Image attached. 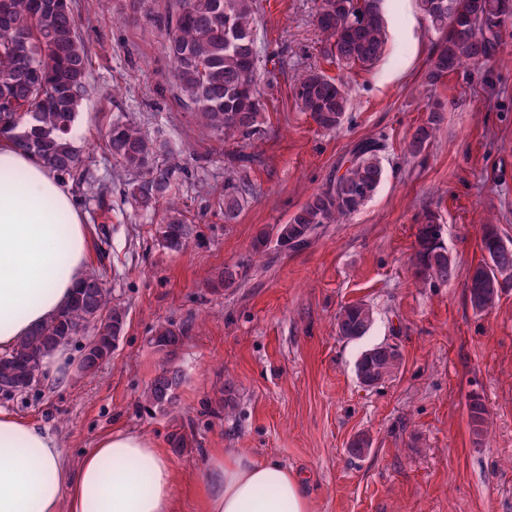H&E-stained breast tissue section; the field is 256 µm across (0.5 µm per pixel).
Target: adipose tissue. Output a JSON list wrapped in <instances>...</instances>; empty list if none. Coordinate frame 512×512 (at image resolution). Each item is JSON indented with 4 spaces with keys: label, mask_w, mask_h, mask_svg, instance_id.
<instances>
[{
    "label": "adipose tissue",
    "mask_w": 512,
    "mask_h": 512,
    "mask_svg": "<svg viewBox=\"0 0 512 512\" xmlns=\"http://www.w3.org/2000/svg\"><path fill=\"white\" fill-rule=\"evenodd\" d=\"M85 259L84 215L68 184L0 140V351L65 305ZM197 492L202 512H311L300 473L271 459L212 452ZM0 512H177L172 459L118 431L73 466L46 428L0 410Z\"/></svg>",
    "instance_id": "adipose-tissue-1"
}]
</instances>
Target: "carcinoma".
Wrapping results in <instances>:
<instances>
[{
    "label": "carcinoma",
    "mask_w": 512,
    "mask_h": 512,
    "mask_svg": "<svg viewBox=\"0 0 512 512\" xmlns=\"http://www.w3.org/2000/svg\"><path fill=\"white\" fill-rule=\"evenodd\" d=\"M430 27L444 35L429 60L427 82L435 84L464 65L491 62L500 47L501 24L512 16V0H418ZM177 8L154 18L163 29L164 47L176 71L179 99L201 125L224 141L245 143L261 134L264 108L256 91L260 67L253 0H176ZM317 24L326 35L325 54L338 67H367L386 47L382 0H319ZM90 51L79 34L73 0H0V138L36 154L57 177L71 183L80 196L99 201L110 187L96 180L90 164L73 143V127L81 101L89 91ZM294 94L302 111L323 129L336 128L348 107L340 81L317 69L307 70ZM442 122L439 109L429 110L406 149L421 154ZM101 148L128 172L139 174L130 184L132 204L155 209L178 186L177 166L161 160L165 145L134 122H115L101 134ZM378 146H357L346 171L315 193L281 225L293 249L308 243L321 224H335L374 196L384 171ZM247 190L233 179L224 184V219L233 220L246 201ZM158 233L167 249L179 251L192 230L179 210L169 207ZM441 227L428 220L415 235L412 265L425 281L446 282L454 272L448 251L438 241ZM484 259L472 271L467 288L474 309L491 308L499 290L512 284V247L489 228L482 239ZM125 311L112 304L110 289L92 273L78 283L68 303L31 336L0 355V385L28 390L42 375V360L58 346L88 328L95 330L85 346L83 368L94 373L112 355V339L124 326ZM372 311L364 303L344 307L338 332L347 339L364 336ZM181 331L157 329L149 342L174 354L183 344ZM401 366L399 351L377 345L359 359L362 372L377 382L394 376ZM182 381L175 366L161 368L144 391L151 408L173 402ZM469 418L475 435L485 424V407L471 399Z\"/></svg>",
    "instance_id": "cac0c4a2"
}]
</instances>
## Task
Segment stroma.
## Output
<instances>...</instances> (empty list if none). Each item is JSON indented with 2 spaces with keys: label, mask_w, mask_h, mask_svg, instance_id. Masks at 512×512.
Masks as SVG:
<instances>
[{
  "label": "stroma",
  "mask_w": 512,
  "mask_h": 512,
  "mask_svg": "<svg viewBox=\"0 0 512 512\" xmlns=\"http://www.w3.org/2000/svg\"><path fill=\"white\" fill-rule=\"evenodd\" d=\"M170 0H75L80 36L91 53L89 92L74 143L97 179L110 182L108 209L78 199L88 226L87 271H105L114 302L127 312L112 356L83 374L85 332L68 343L66 373L0 409L56 435L70 462L101 437L123 431L169 449L179 512H201L193 492L216 448L274 459L299 471L312 512H512V286L488 310L467 292L471 270L493 226L512 246V19L494 61L425 80L436 35L415 0H385L388 42L369 67L337 68L324 54L317 0H256L257 39L276 77L261 84L265 134L245 146L206 133L174 91V70L153 18ZM316 68L345 82L349 107L337 129L302 112L292 85ZM443 122L425 152L406 145L433 102ZM133 120L166 142L181 165L174 200L193 235L179 252L158 240L155 213L125 198L131 174L99 146V131ZM374 141L386 177L359 211L323 224L308 245L269 243L274 233L330 179L344 173L357 145ZM245 154L255 162L239 168ZM247 176L249 203L225 223L218 199L227 178ZM443 226L454 261L451 280L422 282L411 265L415 234L427 214ZM229 288H210L224 268ZM373 311L368 333L339 336L343 307ZM162 326L182 330L174 358L183 373L177 401L145 407L141 395L165 357L149 343ZM395 346L397 374L366 388L361 353ZM232 386L234 407L206 402ZM487 414L474 435L468 403ZM182 434L186 450L171 447ZM368 442L353 452L354 439Z\"/></svg>",
  "instance_id": "35a3bbf8"
}]
</instances>
